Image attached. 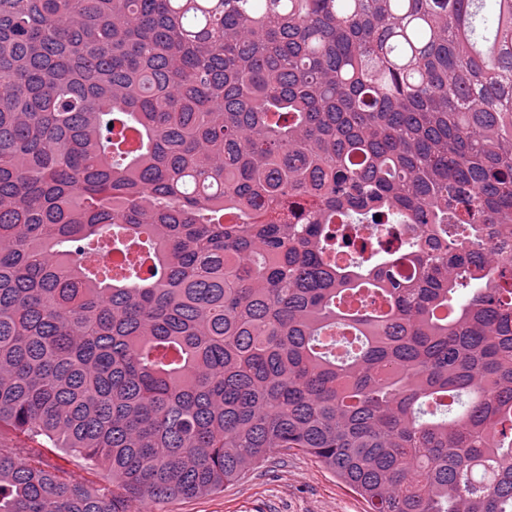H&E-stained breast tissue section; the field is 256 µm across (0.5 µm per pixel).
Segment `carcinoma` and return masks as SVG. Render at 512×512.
Returning a JSON list of instances; mask_svg holds the SVG:
<instances>
[{"instance_id":"1","label":"carcinoma","mask_w":512,"mask_h":512,"mask_svg":"<svg viewBox=\"0 0 512 512\" xmlns=\"http://www.w3.org/2000/svg\"><path fill=\"white\" fill-rule=\"evenodd\" d=\"M511 241L512 0H0V512H512ZM41 461L49 470H63L75 482L96 488L112 487V474L105 467H88L83 459L66 448L42 449ZM154 512H365L367 504L314 457L276 453L224 491L153 504Z\"/></svg>"}]
</instances>
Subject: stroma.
<instances>
[{"label": "stroma", "mask_w": 512, "mask_h": 512, "mask_svg": "<svg viewBox=\"0 0 512 512\" xmlns=\"http://www.w3.org/2000/svg\"><path fill=\"white\" fill-rule=\"evenodd\" d=\"M42 464L63 470L89 487L111 486L112 475L90 467L64 448H46ZM366 503L314 457L298 452L277 453L223 490L178 498L154 505V512H366Z\"/></svg>", "instance_id": "1"}]
</instances>
